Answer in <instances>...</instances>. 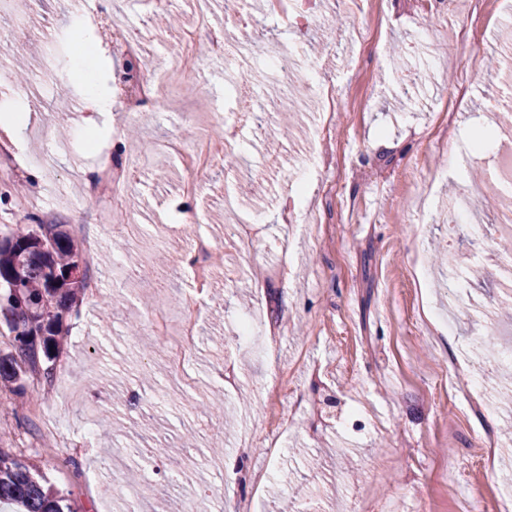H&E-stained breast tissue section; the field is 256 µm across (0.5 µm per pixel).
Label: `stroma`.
<instances>
[{"instance_id":"stroma-1","label":"stroma","mask_w":512,"mask_h":512,"mask_svg":"<svg viewBox=\"0 0 512 512\" xmlns=\"http://www.w3.org/2000/svg\"><path fill=\"white\" fill-rule=\"evenodd\" d=\"M414 1L327 0L318 26L259 17L256 48L237 71L208 63L203 83L172 84L170 102L137 124L119 104L102 115L77 110L68 72L94 41L91 62L120 97L126 61L102 15L118 8L140 26L144 0H42L35 11L13 4L0 12V26L47 25L56 34L46 52L22 46L0 64V106L18 59L48 73L32 89L18 139L45 164L32 183L21 157L0 156V232L49 215L71 225L100 217L86 226L102 242V296H83L67 320L43 401L48 420L26 398L0 404V448L69 494L76 512H150L159 491L173 505L193 497L196 512H238L256 491L261 512H463L475 501L496 512L512 498V446L490 469L481 447L512 419V403L498 396L501 369L481 359L487 341L512 342V302L500 285L507 257L497 249L512 190L496 181L490 153L467 151L473 133L494 129L496 101L507 93L498 59L512 47V7L481 0L477 25L470 0H418V9ZM335 13L344 18L338 28ZM270 40L299 72L333 80L340 109L329 134L311 145L314 103L302 91L287 136L250 122L229 149L236 164L205 175V200L182 195L176 167L154 145L175 132L194 141L211 113H236L241 77L281 97L263 53ZM463 83L461 112L437 128V110ZM123 146L142 154L145 173L128 192L126 216L116 218L88 174ZM19 183L35 208L20 209ZM468 184L481 189L474 222L449 228L443 210ZM228 196L241 218H260L247 235L224 221ZM181 228L220 242L207 258L211 294L176 398L169 373L178 350L144 325L153 312L177 319L193 287L182 252L169 244ZM437 239L473 260L447 288L432 251ZM160 253L169 273L161 284L141 264ZM422 308L442 317L456 310L452 334L417 321ZM256 310L269 336L262 350L238 336ZM227 364L230 384L218 377ZM340 393L359 400L356 421H340ZM212 401L235 414L234 428H225V413L208 412ZM90 424L98 453L75 457ZM190 431L196 446L182 471L144 458L145 449L179 445ZM216 441L225 457L239 458L236 477L208 468ZM284 467L296 478L274 484Z\"/></svg>"}]
</instances>
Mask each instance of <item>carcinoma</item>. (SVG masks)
<instances>
[{"mask_svg":"<svg viewBox=\"0 0 512 512\" xmlns=\"http://www.w3.org/2000/svg\"><path fill=\"white\" fill-rule=\"evenodd\" d=\"M95 273L64 224H29L0 234V316L12 350L0 352V383L20 398L32 396L29 380L54 379L55 363L72 314ZM171 465L182 448L149 449ZM0 503L13 512H74L42 475L0 448Z\"/></svg>","mask_w":512,"mask_h":512,"instance_id":"cac0c4a2","label":"carcinoma"}]
</instances>
